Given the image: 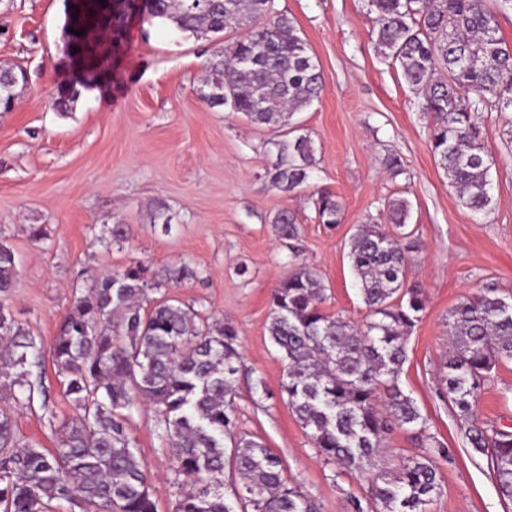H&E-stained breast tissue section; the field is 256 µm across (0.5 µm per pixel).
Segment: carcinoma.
<instances>
[{
    "label": "carcinoma",
    "mask_w": 512,
    "mask_h": 512,
    "mask_svg": "<svg viewBox=\"0 0 512 512\" xmlns=\"http://www.w3.org/2000/svg\"><path fill=\"white\" fill-rule=\"evenodd\" d=\"M140 2L148 18L196 38L247 30L203 64L210 106L228 105L257 126L281 129L320 96V67L273 0H120L112 27ZM371 6L378 53L400 65L422 94L421 110L432 115L431 150L448 185L464 207L486 211L490 154L475 114L512 107V48L499 36L497 14L487 0H371ZM18 83V73L0 70L1 104L12 103ZM288 152L274 182L293 191L311 176L313 143L300 135ZM315 206L321 223H341L332 192H320ZM389 214L403 229L410 205L395 199ZM273 223L283 237L298 235L288 210ZM348 257L369 310L360 325L324 312V284L306 266L270 294L267 330L286 371L281 392L319 456L371 475L370 502L351 500L352 512H426L439 490L434 455L445 458L448 449L427 432V418L399 386L407 337L426 309L424 291L408 283L405 247L382 224L362 225ZM16 276L15 252L0 241V379L15 401L29 402L35 389L27 365L44 345L5 306ZM195 277L186 264L153 271L137 262L93 279L75 296L49 354L77 415L61 425L59 448L50 451L20 442L11 417L0 411V512H52L56 499H75L82 512H158L128 432V418L144 403L153 407L172 456L174 512H318L313 499L283 480L271 449L237 432L231 413L241 357L237 327L171 299H148L153 288ZM448 339L441 381L472 453L491 458L499 492L512 501V432L484 426L475 413L492 370L512 362V295L485 284L462 296L448 315ZM396 429L412 432L422 453L394 472L381 470L380 450ZM228 466L241 479L234 504L222 491Z\"/></svg>",
    "instance_id": "carcinoma-1"
}]
</instances>
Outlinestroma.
<instances>
[{
  "label": "stroma",
  "instance_id": "35a3bbf8",
  "mask_svg": "<svg viewBox=\"0 0 512 512\" xmlns=\"http://www.w3.org/2000/svg\"><path fill=\"white\" fill-rule=\"evenodd\" d=\"M66 9L65 0H0V68L25 73L13 104L0 108V241L18 256L7 300L15 321L48 343L91 279L137 261L156 270L189 264L195 279L163 285L150 299L174 298L237 326L239 428L281 458L284 479L319 512H348L350 498L368 499L369 481L318 456L282 396L285 365L266 330L270 294L302 263L326 287V313L365 321L348 240L359 225L387 223L389 201L407 199L414 246L407 279L423 288L426 310L408 337L400 386L448 450L437 462L440 492L428 512H512L490 459L472 455L439 373L459 299L487 283L512 293V110L477 115L494 160L493 203L472 213L431 151L430 114L399 66L376 51L369 0H274L324 79L320 98L293 117L314 143L311 178L283 192L271 176L287 136L202 99L204 63L236 32L186 38L172 25L132 19L112 40L111 103L85 93L71 101L77 53L65 35ZM391 156L402 174L388 169ZM323 189L338 197L341 223L319 221L314 201ZM159 205L170 232L151 222ZM282 210L294 213L298 239L277 232L272 219ZM111 224L127 225L129 239L102 240ZM33 225L43 227L42 238L31 237ZM32 374L41 380L33 401L0 392V410L19 439L53 450L61 422L76 410L51 359ZM477 411L482 422L512 431L511 362L492 371ZM128 431L159 512H171L179 489L153 409L134 411Z\"/></svg>",
  "mask_w": 512,
  "mask_h": 512
}]
</instances>
